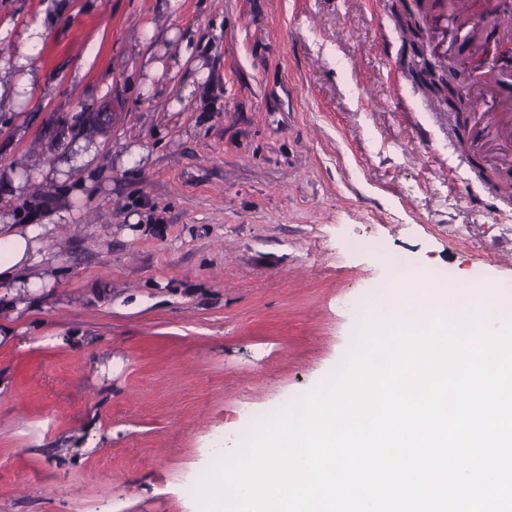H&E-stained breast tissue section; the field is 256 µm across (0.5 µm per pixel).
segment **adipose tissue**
<instances>
[{
	"mask_svg": "<svg viewBox=\"0 0 512 512\" xmlns=\"http://www.w3.org/2000/svg\"><path fill=\"white\" fill-rule=\"evenodd\" d=\"M47 33L42 21L14 28L13 36L23 50L20 56L0 58V99L16 105L30 91L36 77L32 61ZM96 155V146L80 140L72 144L57 169L41 167L26 177L7 168L0 171V182L21 199L28 191L29 181L62 182L73 175L77 178L74 194L80 197L87 186V176L96 168ZM74 217V211L51 207L26 219L16 212L0 211V290L16 297L51 287L53 277L46 267L45 244L60 225L72 223Z\"/></svg>",
	"mask_w": 512,
	"mask_h": 512,
	"instance_id": "obj_1",
	"label": "adipose tissue"
}]
</instances>
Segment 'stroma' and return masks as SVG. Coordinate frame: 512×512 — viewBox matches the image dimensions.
Wrapping results in <instances>:
<instances>
[{"label": "stroma", "mask_w": 512, "mask_h": 512, "mask_svg": "<svg viewBox=\"0 0 512 512\" xmlns=\"http://www.w3.org/2000/svg\"><path fill=\"white\" fill-rule=\"evenodd\" d=\"M48 28L28 99L0 107V167L59 162L89 89L112 124L83 200H26L78 217L53 288L0 299V512H196L216 436L253 441L324 388L360 301L414 300L389 256L512 308L498 145L390 72L412 57L393 0H70Z\"/></svg>", "instance_id": "stroma-1"}]
</instances>
